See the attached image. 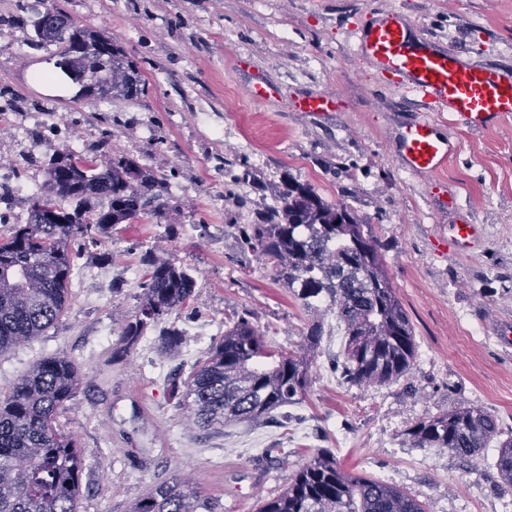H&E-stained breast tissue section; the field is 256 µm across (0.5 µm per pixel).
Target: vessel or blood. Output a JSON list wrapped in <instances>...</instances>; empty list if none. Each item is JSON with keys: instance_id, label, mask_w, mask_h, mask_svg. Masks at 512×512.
Masks as SVG:
<instances>
[{"instance_id": "b4317fda", "label": "vessel or blood", "mask_w": 512, "mask_h": 512, "mask_svg": "<svg viewBox=\"0 0 512 512\" xmlns=\"http://www.w3.org/2000/svg\"><path fill=\"white\" fill-rule=\"evenodd\" d=\"M356 39L373 67L401 78L433 111L447 113L451 124L482 130L512 117V79L490 67L464 64L451 52L412 39L400 12L377 16ZM398 144L407 169L425 175L445 169L457 150L453 135L439 133L434 121L424 116L402 128ZM448 231L451 243L466 249L474 247L482 228L462 215Z\"/></svg>"}]
</instances>
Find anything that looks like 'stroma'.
I'll return each instance as SVG.
<instances>
[{
  "label": "stroma",
  "instance_id": "35a3bbf8",
  "mask_svg": "<svg viewBox=\"0 0 512 512\" xmlns=\"http://www.w3.org/2000/svg\"><path fill=\"white\" fill-rule=\"evenodd\" d=\"M71 19L112 36L137 63L146 90L137 101L75 100L31 81L52 67L33 44L35 10L0 0V80L34 110L0 112V161L25 167L35 186L43 166L66 150L108 165L134 155L169 178L165 207L113 229L100 263L80 255L82 283L69 286L60 319L0 355V394L44 357L64 355L82 373L57 425L86 452L78 512H128L151 485L187 475L221 512H257L289 471L264 460L279 444L292 463L330 451L347 471L396 485L431 512H512V488L498 486L487 461L410 447L415 421L473 404L512 427V118L472 132L439 123L458 143L435 176L409 173L398 150L402 125L428 113L402 81L378 73L354 33L387 10L414 32L473 65L512 76V0H49ZM274 93L247 94L255 82ZM328 98L325 112L300 100ZM247 162L263 182L227 192L226 168ZM344 199L386 242L385 263L414 325L418 358L383 387L341 385L329 363L341 350L323 337L302 403L290 419L236 422L203 431L170 400V378L186 379L235 315L251 312L267 345L293 350L307 318L254 255L241 254L237 225L272 204L281 174ZM458 205H447L449 196ZM467 208L483 225L476 252L438 241ZM189 268L186 309L149 330L122 362L112 347L142 299L144 252ZM177 326L178 350L158 348Z\"/></svg>",
  "mask_w": 512,
  "mask_h": 512
}]
</instances>
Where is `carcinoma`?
Wrapping results in <instances>:
<instances>
[{"label": "carcinoma", "mask_w": 512, "mask_h": 512, "mask_svg": "<svg viewBox=\"0 0 512 512\" xmlns=\"http://www.w3.org/2000/svg\"><path fill=\"white\" fill-rule=\"evenodd\" d=\"M33 41L54 46L55 65L78 86L74 99L137 100L146 83L138 66L111 36L48 5L33 24ZM167 178L139 159H96L62 152L45 164L39 197L28 202V222L0 239V355L55 324L67 306L74 258L98 246L120 224L159 215ZM275 203L237 225L242 252L273 272L307 315L300 350L271 351L245 313L224 324V336L171 397L196 427L207 431L256 421L301 402L311 357L321 339L343 336L332 365L347 386L379 387L405 377L417 357L412 321L384 260L385 244L372 225L343 201H328L308 182L289 175L274 188ZM143 298L112 347L120 361L146 330L186 307L196 280L190 269L140 259ZM81 373L65 356L47 357L0 397V512H75L85 452L56 428L59 411L77 392ZM412 448L448 450L460 458L482 454L500 436L497 418L475 405L424 418L405 430ZM498 484L512 488V434L498 441L492 464ZM130 512H217L186 481L152 486ZM258 512H429L403 489L344 471L318 450L296 465L288 485Z\"/></svg>", "instance_id": "obj_1"}]
</instances>
